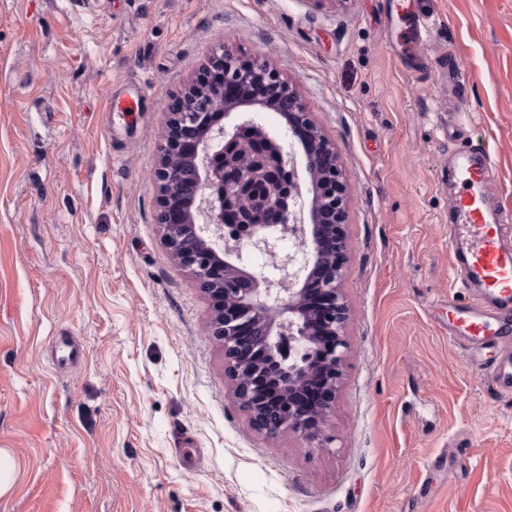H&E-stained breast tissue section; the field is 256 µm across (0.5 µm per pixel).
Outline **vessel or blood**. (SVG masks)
I'll list each match as a JSON object with an SVG mask.
<instances>
[{"label":"vessel or blood","mask_w":512,"mask_h":512,"mask_svg":"<svg viewBox=\"0 0 512 512\" xmlns=\"http://www.w3.org/2000/svg\"><path fill=\"white\" fill-rule=\"evenodd\" d=\"M459 178L470 187L453 200L461 222L448 239L452 272L462 285L478 284L479 298L454 311V322L448 327V339L462 341L470 335L469 352H476L475 337L484 335L490 325H497L503 338L497 360L487 370L491 379L503 390L512 389V320L495 308V301L512 298V250L504 249L501 237L512 227V213L502 212L491 222L486 216L485 197L481 188L492 158L488 152L461 150L455 154Z\"/></svg>","instance_id":"vessel-or-blood-1"}]
</instances>
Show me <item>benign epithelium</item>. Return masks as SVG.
Returning a JSON list of instances; mask_svg holds the SVG:
<instances>
[{
    "mask_svg": "<svg viewBox=\"0 0 512 512\" xmlns=\"http://www.w3.org/2000/svg\"><path fill=\"white\" fill-rule=\"evenodd\" d=\"M163 111L155 220L212 301L209 330L224 347L234 397L258 430L318 440L352 351L340 288L348 189L336 147L291 83L226 45ZM266 112L286 126L269 127L258 118ZM286 141L302 148L307 197ZM282 225L295 229L298 250L282 249ZM244 243L274 276L247 268ZM313 384L319 399L295 404Z\"/></svg>",
    "mask_w": 512,
    "mask_h": 512,
    "instance_id": "7a95c632",
    "label": "benign epithelium"
}]
</instances>
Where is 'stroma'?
Wrapping results in <instances>:
<instances>
[{"mask_svg": "<svg viewBox=\"0 0 512 512\" xmlns=\"http://www.w3.org/2000/svg\"><path fill=\"white\" fill-rule=\"evenodd\" d=\"M223 44L296 86L346 175L325 446L254 428L155 222L162 107ZM138 86L147 111L111 110ZM462 145L512 208V0H0V512H512V391L445 333L476 294Z\"/></svg>", "mask_w": 512, "mask_h": 512, "instance_id": "1", "label": "stroma"}]
</instances>
